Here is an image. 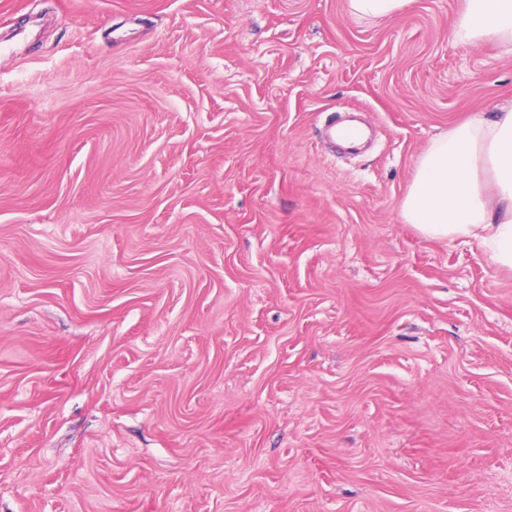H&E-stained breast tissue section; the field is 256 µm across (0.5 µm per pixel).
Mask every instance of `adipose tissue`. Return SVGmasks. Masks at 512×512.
<instances>
[{
	"label": "adipose tissue",
	"mask_w": 512,
	"mask_h": 512,
	"mask_svg": "<svg viewBox=\"0 0 512 512\" xmlns=\"http://www.w3.org/2000/svg\"><path fill=\"white\" fill-rule=\"evenodd\" d=\"M462 45L493 41L512 54V0H464L452 30ZM401 215L424 236L471 238L512 270V106L450 129L421 157Z\"/></svg>",
	"instance_id": "ef3b65f1"
}]
</instances>
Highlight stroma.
<instances>
[{
    "instance_id": "stroma-1",
    "label": "stroma",
    "mask_w": 512,
    "mask_h": 512,
    "mask_svg": "<svg viewBox=\"0 0 512 512\" xmlns=\"http://www.w3.org/2000/svg\"><path fill=\"white\" fill-rule=\"evenodd\" d=\"M461 7L0 0V512H512V271L401 216ZM351 12L360 18L376 19L390 16L408 7L413 0H348Z\"/></svg>"
}]
</instances>
